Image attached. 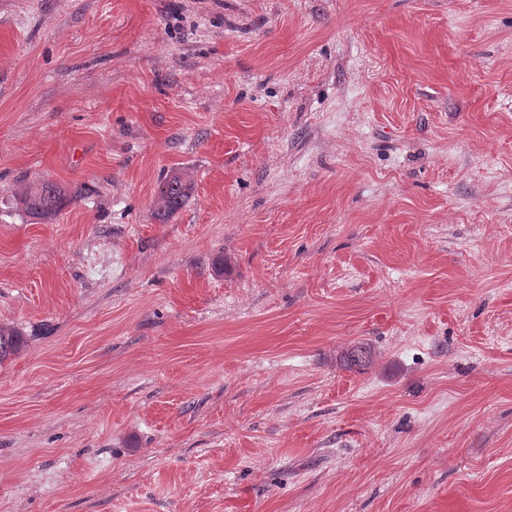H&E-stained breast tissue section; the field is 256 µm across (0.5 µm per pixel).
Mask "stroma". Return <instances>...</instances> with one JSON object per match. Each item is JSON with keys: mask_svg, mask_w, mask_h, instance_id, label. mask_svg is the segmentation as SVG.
Wrapping results in <instances>:
<instances>
[{"mask_svg": "<svg viewBox=\"0 0 512 512\" xmlns=\"http://www.w3.org/2000/svg\"><path fill=\"white\" fill-rule=\"evenodd\" d=\"M0 323V512H512V0H0ZM192 188L193 183L190 180H184L179 175H174L166 180L160 189V210L165 213H173L178 210L190 196ZM65 192L50 181L24 187L15 196L17 208L33 221L51 220L63 205ZM24 346L20 331L9 324H0V364L17 355Z\"/></svg>", "mask_w": 512, "mask_h": 512, "instance_id": "35a3bbf8", "label": "stroma"}]
</instances>
